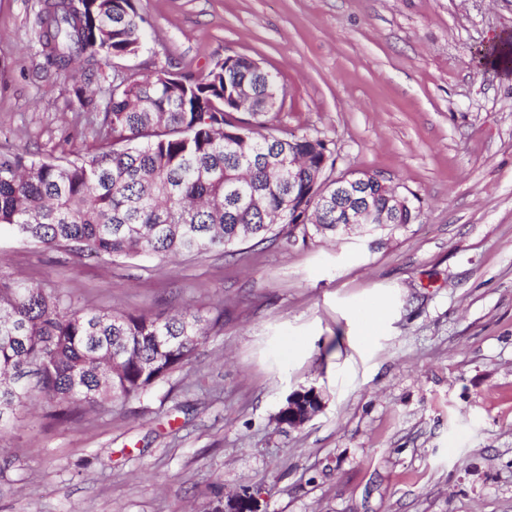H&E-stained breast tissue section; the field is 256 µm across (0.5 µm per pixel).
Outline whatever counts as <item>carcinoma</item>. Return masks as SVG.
<instances>
[{"label": "carcinoma", "mask_w": 512, "mask_h": 512, "mask_svg": "<svg viewBox=\"0 0 512 512\" xmlns=\"http://www.w3.org/2000/svg\"><path fill=\"white\" fill-rule=\"evenodd\" d=\"M40 20L43 55L66 77L89 81L99 59L124 60L144 45L135 0H45ZM74 94L95 114L93 150L0 155V227L26 241L78 257L167 260L214 249L233 256L247 241L286 248L334 239L346 223L331 141L280 136L287 90L246 56L198 77L131 72L100 96L82 86ZM280 157L293 158V169ZM363 175V192L385 207L394 188ZM420 215L406 211L376 228L400 230ZM223 325L222 309L212 318L111 312L1 275L0 435L16 408L35 400L51 402L52 416L66 423L142 394Z\"/></svg>", "instance_id": "1"}]
</instances>
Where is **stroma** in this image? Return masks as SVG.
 Instances as JSON below:
<instances>
[{
	"label": "stroma",
	"instance_id": "35a3bbf8",
	"mask_svg": "<svg viewBox=\"0 0 512 512\" xmlns=\"http://www.w3.org/2000/svg\"><path fill=\"white\" fill-rule=\"evenodd\" d=\"M43 0H0V152L67 153L90 122L40 53ZM142 51L102 63L200 75L248 56L288 89L280 126L336 145L421 209L388 234L244 254L102 261L0 228V275L79 304L212 316L148 391L69 424L20 407L0 512H512V74L474 56L512 0H137ZM324 407L293 429L289 394ZM237 503L242 505L240 511H236L232 506H236ZM211 504H215L213 508L209 509ZM208 512H261L258 498L256 495L249 490H245L238 494L236 499L228 501L227 497L215 496L208 503Z\"/></svg>",
	"mask_w": 512,
	"mask_h": 512
}]
</instances>
